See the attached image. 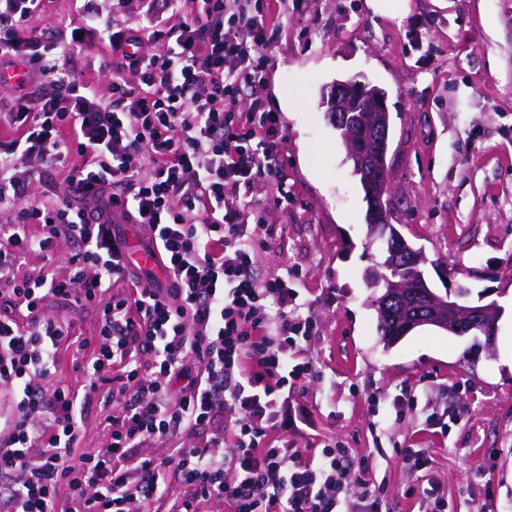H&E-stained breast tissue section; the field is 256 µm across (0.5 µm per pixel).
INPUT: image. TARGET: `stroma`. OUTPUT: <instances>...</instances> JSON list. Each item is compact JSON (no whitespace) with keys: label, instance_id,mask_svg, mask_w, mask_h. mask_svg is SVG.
Returning a JSON list of instances; mask_svg holds the SVG:
<instances>
[{"label":"stroma","instance_id":"1","mask_svg":"<svg viewBox=\"0 0 512 512\" xmlns=\"http://www.w3.org/2000/svg\"><path fill=\"white\" fill-rule=\"evenodd\" d=\"M271 35L262 93L277 112L287 208L269 206L276 233L258 275H289L311 336L288 353L314 373L288 399L300 448L338 443L353 483L352 512L369 482L383 512H418L429 489L448 512H512V0H409L401 18L368 0H286ZM357 77L383 89L392 221L423 249L431 288L492 291L503 309L484 336L423 329L385 347L365 273L383 255L369 243L367 203L322 90ZM77 345L62 347L56 377L79 382L98 335L96 309L50 301ZM425 451L428 468L403 459Z\"/></svg>","mask_w":512,"mask_h":512}]
</instances>
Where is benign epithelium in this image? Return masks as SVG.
<instances>
[{
  "mask_svg": "<svg viewBox=\"0 0 512 512\" xmlns=\"http://www.w3.org/2000/svg\"><path fill=\"white\" fill-rule=\"evenodd\" d=\"M323 105L330 123L340 131L348 146V158L354 162L356 171L364 175L363 185L378 202L373 209L375 220L370 226L371 235L388 242L401 239L389 224L385 211V196L391 193V188L382 183L389 141L385 93L359 80H338L330 85ZM351 112H375L377 116L369 121L363 118L361 126L355 127L347 122ZM423 260L424 255L411 248L405 265L397 268L395 276L382 272L383 265L379 263L366 274L371 284H384L380 295L374 298L378 311L388 314L393 305L406 303L409 306L403 322L383 337V342L390 346L414 330L431 327L458 336L478 331L485 336L487 346H492L499 319L497 303L470 304L468 292L460 284L446 289L443 294L437 293L425 280L408 272Z\"/></svg>",
  "mask_w": 512,
  "mask_h": 512,
  "instance_id": "benign-epithelium-1",
  "label": "benign epithelium"
}]
</instances>
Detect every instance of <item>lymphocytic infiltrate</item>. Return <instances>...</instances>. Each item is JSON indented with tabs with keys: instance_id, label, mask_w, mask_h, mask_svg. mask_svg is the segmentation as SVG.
Masks as SVG:
<instances>
[{
	"instance_id": "obj_1",
	"label": "lymphocytic infiltrate",
	"mask_w": 512,
	"mask_h": 512,
	"mask_svg": "<svg viewBox=\"0 0 512 512\" xmlns=\"http://www.w3.org/2000/svg\"><path fill=\"white\" fill-rule=\"evenodd\" d=\"M46 0H0V512H336L344 449L297 448L288 397L312 373L288 352L311 334L288 277H257L271 229L257 188L279 180L277 115L259 94L280 10L250 0H138L122 17L81 0L79 32L31 29ZM250 34L228 36L225 19ZM98 57L94 78L83 69ZM49 89L32 90L35 81ZM80 164L70 165L72 156ZM68 165L67 197L28 204L41 170ZM42 227L41 235L30 232ZM139 225L165 273L134 263ZM76 242L68 273L18 279L17 261ZM127 292H114L116 283ZM50 298L96 306L81 385L51 382L71 329ZM21 304L25 321L12 306ZM120 406L106 443L75 455L91 393ZM234 444L225 448L224 435ZM183 433L192 446L155 453ZM186 495L171 496L173 486Z\"/></svg>"
}]
</instances>
